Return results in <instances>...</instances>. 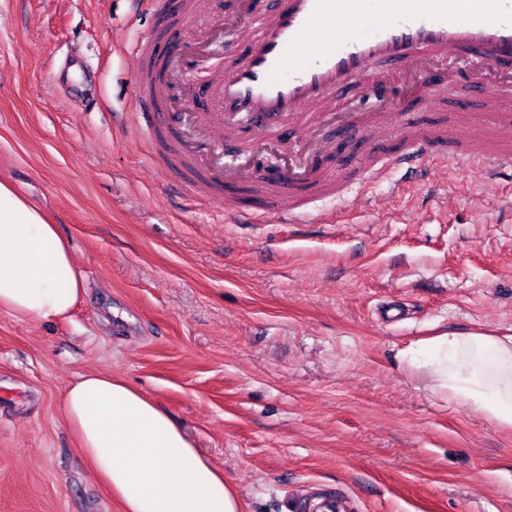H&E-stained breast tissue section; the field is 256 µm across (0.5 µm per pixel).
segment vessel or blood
I'll use <instances>...</instances> for the list:
<instances>
[{"mask_svg":"<svg viewBox=\"0 0 512 512\" xmlns=\"http://www.w3.org/2000/svg\"><path fill=\"white\" fill-rule=\"evenodd\" d=\"M224 29L234 42L222 67L211 71L207 86L210 114L198 110L190 86V63L200 50L182 47L175 54H152L160 33L174 32L203 8L201 0H155L157 29L142 38L134 54V93L138 133L151 144L165 171L177 172L213 201L224 191L246 186L250 203L225 204L224 217L254 224L267 216L300 223L306 196L336 194V174L318 162L335 154V140L382 142L402 123L403 103L373 110L336 113L335 93L357 88L361 95L386 97L399 76L419 80L425 101L441 106L450 92L476 95L484 116L498 118L494 93L498 79H512V0H234ZM468 62L466 78L453 66ZM379 64L368 75L370 64ZM181 108L183 124L172 128L168 114ZM337 118L335 138L322 139L312 117ZM302 125L304 142L276 172L257 173L246 158L270 150L265 130L282 120ZM457 148L455 161L468 167L482 156L485 179L512 171V124L500 123L495 141L473 143L457 123L438 130L437 138L408 127L403 145L363 158L365 177L385 169L420 166L434 140ZM292 512H351L345 492L318 502L297 500Z\"/></svg>","mask_w":512,"mask_h":512,"instance_id":"b4317fda","label":"vessel or blood"}]
</instances>
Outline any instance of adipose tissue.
I'll use <instances>...</instances> for the list:
<instances>
[{
    "label": "adipose tissue",
    "instance_id": "obj_1",
    "mask_svg": "<svg viewBox=\"0 0 512 512\" xmlns=\"http://www.w3.org/2000/svg\"><path fill=\"white\" fill-rule=\"evenodd\" d=\"M82 293L83 276L56 225L0 181V311L58 321ZM400 362L432 396L512 430V333L443 331L411 342ZM61 411L124 512H244L223 471L123 378L83 374L65 389Z\"/></svg>",
    "mask_w": 512,
    "mask_h": 512
}]
</instances>
